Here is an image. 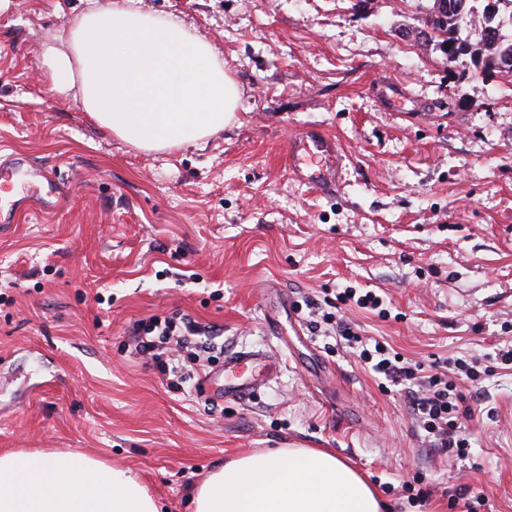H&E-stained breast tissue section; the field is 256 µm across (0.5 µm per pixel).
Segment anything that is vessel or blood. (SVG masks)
Segmentation results:
<instances>
[{
    "instance_id": "obj_1",
    "label": "vessel or blood",
    "mask_w": 512,
    "mask_h": 512,
    "mask_svg": "<svg viewBox=\"0 0 512 512\" xmlns=\"http://www.w3.org/2000/svg\"><path fill=\"white\" fill-rule=\"evenodd\" d=\"M64 193V186L55 182L49 168L0 154V215L16 213L32 199L44 208H53ZM265 359V354L260 351H241L227 356L224 360V376L228 380L226 396L239 401L249 399L258 385L241 378L239 371L246 365L258 364Z\"/></svg>"
}]
</instances>
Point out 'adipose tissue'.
<instances>
[{
    "label": "adipose tissue",
    "mask_w": 512,
    "mask_h": 512,
    "mask_svg": "<svg viewBox=\"0 0 512 512\" xmlns=\"http://www.w3.org/2000/svg\"><path fill=\"white\" fill-rule=\"evenodd\" d=\"M54 90L77 92L93 121L145 152L223 131L239 99L214 45L184 22L124 0L83 13L44 43ZM192 512H381L373 486L334 454L278 448L230 459L195 486ZM0 512H159L130 470L83 454H0Z\"/></svg>",
    "instance_id": "obj_1"
}]
</instances>
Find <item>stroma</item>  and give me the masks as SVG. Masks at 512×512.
Returning a JSON list of instances; mask_svg holds the SVG:
<instances>
[{"mask_svg":"<svg viewBox=\"0 0 512 512\" xmlns=\"http://www.w3.org/2000/svg\"><path fill=\"white\" fill-rule=\"evenodd\" d=\"M181 18L224 54L241 96L205 144L145 153L57 95L41 49L90 0H0V147L52 168L68 192L0 223V454L94 455L132 469L160 512L266 448H326L390 512H512V368L457 385L480 411L465 458L448 455L359 348L329 352L287 300L334 313L366 340L431 364L512 350V71L449 63L434 0H134ZM344 160L336 187L295 177L310 134ZM372 290L369 311L329 309ZM105 303H97V296ZM154 314L224 329L246 401L168 391L127 350ZM421 496L410 495V488ZM261 362H264L265 366H271L266 364V355L260 351H241L226 356L224 359V377L228 379V383L225 385L226 397L239 401L249 399L259 389L260 383L241 379L237 373L247 363L261 364Z\"/></svg>","mask_w":512,"mask_h":512,"instance_id":"1","label":"stroma"}]
</instances>
